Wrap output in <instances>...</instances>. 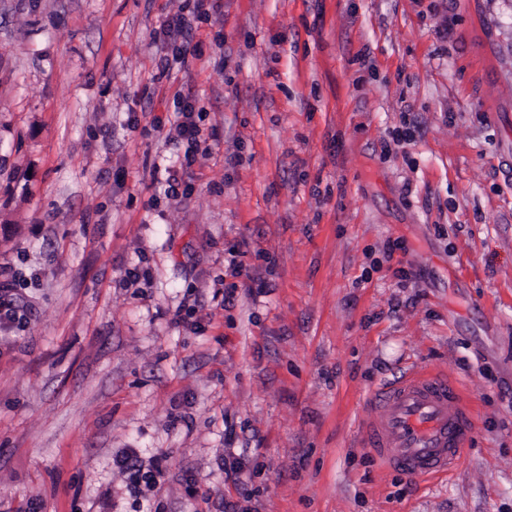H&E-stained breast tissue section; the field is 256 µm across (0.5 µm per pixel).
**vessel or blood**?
<instances>
[{
  "label": "vessel or blood",
  "instance_id": "1",
  "mask_svg": "<svg viewBox=\"0 0 512 512\" xmlns=\"http://www.w3.org/2000/svg\"><path fill=\"white\" fill-rule=\"evenodd\" d=\"M369 405L367 446L387 468L415 478L453 472L475 432L459 387L418 368L382 385Z\"/></svg>",
  "mask_w": 512,
  "mask_h": 512
}]
</instances>
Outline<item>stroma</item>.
Returning a JSON list of instances; mask_svg holds the SVG:
<instances>
[{"label":"stroma","instance_id":"obj_1","mask_svg":"<svg viewBox=\"0 0 512 512\" xmlns=\"http://www.w3.org/2000/svg\"><path fill=\"white\" fill-rule=\"evenodd\" d=\"M195 4L0 0V512H512V0ZM412 366L447 477L361 442ZM170 123L172 127H175V129L179 131V133L187 137L193 145L194 151L192 152V155H185L186 164L188 166L192 165L195 161L194 153H197L200 150L202 155L209 153L208 140L213 136V134L210 133L207 134V136L203 134L201 128L194 120V110L192 105L186 104L179 112H175L174 121H170ZM8 285V280L0 284V332L11 327L20 308L14 295L8 294L10 292ZM369 405L366 445L387 468L415 478L453 472L475 433L459 387L422 369L382 385Z\"/></svg>","mask_w":512,"mask_h":512}]
</instances>
